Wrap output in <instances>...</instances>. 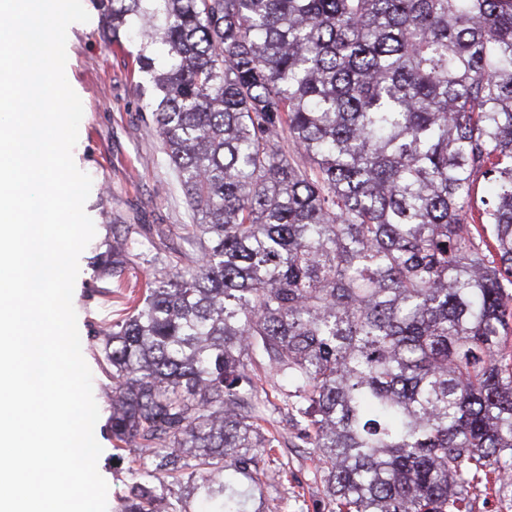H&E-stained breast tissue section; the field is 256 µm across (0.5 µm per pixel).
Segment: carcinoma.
I'll list each match as a JSON object with an SVG mask.
<instances>
[{"label":"carcinoma","mask_w":512,"mask_h":512,"mask_svg":"<svg viewBox=\"0 0 512 512\" xmlns=\"http://www.w3.org/2000/svg\"><path fill=\"white\" fill-rule=\"evenodd\" d=\"M99 8L196 220L191 252L125 225L98 266L152 270L94 353L114 457L147 452L118 512H271L265 423L319 512L512 490V0Z\"/></svg>","instance_id":"cac0c4a2"}]
</instances>
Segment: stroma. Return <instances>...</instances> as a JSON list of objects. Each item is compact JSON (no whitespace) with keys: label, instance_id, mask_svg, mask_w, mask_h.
I'll return each mask as SVG.
<instances>
[{"label":"stroma","instance_id":"35a3bbf8","mask_svg":"<svg viewBox=\"0 0 512 512\" xmlns=\"http://www.w3.org/2000/svg\"><path fill=\"white\" fill-rule=\"evenodd\" d=\"M82 3L90 20L68 29L65 73L83 103L73 159L92 179L85 210L96 234L79 257L73 306L82 354L92 373L94 399L102 408L94 430L103 448L97 467L108 484L107 512H116L130 482L129 463L113 457L109 413L103 408L111 381L94 352L100 344V330L123 317L125 310L111 293V280L98 278L97 267L108 249L113 225L163 228L165 244L177 255L189 248L185 227L193 223L194 216L139 93L142 78L131 63L139 42L127 43L122 52L106 45L95 0ZM265 467L275 475L265 495L278 505V512H317L322 487L315 482L312 463L302 449L280 448Z\"/></svg>","mask_w":512,"mask_h":512}]
</instances>
